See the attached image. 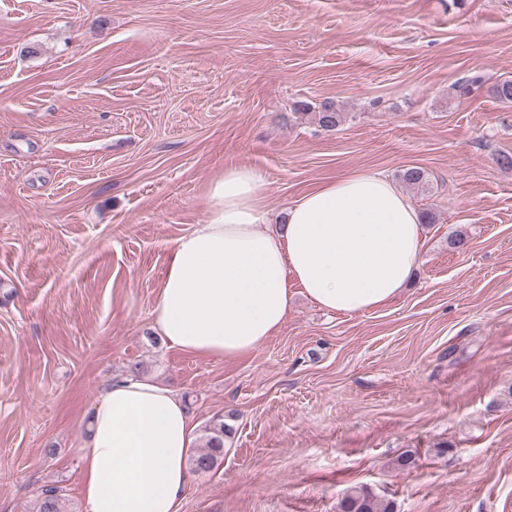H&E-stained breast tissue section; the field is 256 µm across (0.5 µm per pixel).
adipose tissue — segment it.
Returning <instances> with one entry per match:
<instances>
[{
  "label": "adipose tissue",
  "mask_w": 512,
  "mask_h": 512,
  "mask_svg": "<svg viewBox=\"0 0 512 512\" xmlns=\"http://www.w3.org/2000/svg\"><path fill=\"white\" fill-rule=\"evenodd\" d=\"M264 179L248 165L207 186L203 223L171 245L151 303L169 345L234 359L285 323L293 288L325 311L381 308L408 284L424 243L422 217L383 174L328 180L287 206L274 224ZM196 425L172 389L128 373L87 415L79 449L85 512H180L191 482Z\"/></svg>",
  "instance_id": "ef3b65f1"
}]
</instances>
